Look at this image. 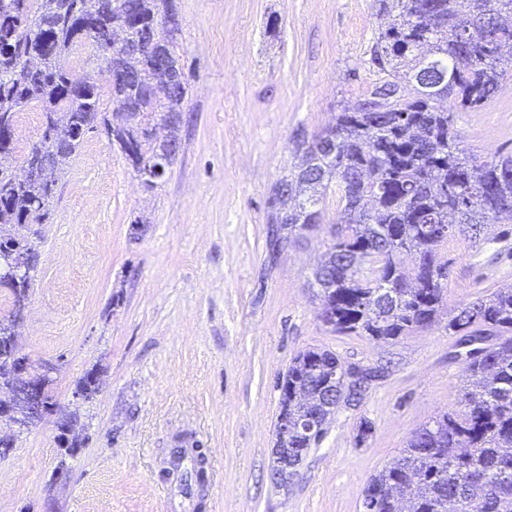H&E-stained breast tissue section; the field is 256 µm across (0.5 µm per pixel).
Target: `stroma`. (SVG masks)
<instances>
[{"label": "stroma", "mask_w": 512, "mask_h": 512, "mask_svg": "<svg viewBox=\"0 0 512 512\" xmlns=\"http://www.w3.org/2000/svg\"><path fill=\"white\" fill-rule=\"evenodd\" d=\"M175 5L188 81L175 163L146 188L104 131L89 132L36 227L40 259L17 346L33 366L56 365L52 395L74 414L83 443L68 451L58 414L18 434L0 457V512H361L368 480L411 432L458 410V338L441 324L390 342L323 324L310 282L338 217L335 196L321 224L291 237L273 261L267 236L295 131L320 132L372 86L382 21L373 0ZM68 65L94 76L111 113L94 43ZM455 129L459 147L483 159L512 154V78L486 107L458 112ZM439 254L447 304L464 306L512 284V223L449 238ZM311 347L387 373L358 406L337 409L280 486L270 477L276 382ZM90 371L96 393L74 399ZM364 420L372 430L361 443ZM181 441L207 453L205 492L192 459L180 479L159 476Z\"/></svg>", "instance_id": "stroma-1"}]
</instances>
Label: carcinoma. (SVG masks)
Returning a JSON list of instances; mask_svg holds the SVG:
<instances>
[{"mask_svg": "<svg viewBox=\"0 0 512 512\" xmlns=\"http://www.w3.org/2000/svg\"><path fill=\"white\" fill-rule=\"evenodd\" d=\"M392 18L370 49L382 74L364 97L346 105L320 133L295 141L298 164L285 175L302 184L303 199L282 214L272 198V223L283 235L310 231L334 188L338 219L325 259L313 272L331 331L396 340L425 329L445 314L448 264L439 247L460 234L475 238L486 224L512 220V154L491 161L458 147L457 109H480L512 72V0H374ZM179 14L174 0H0V253L20 258L17 276L0 263V288L13 298L32 286L39 253L10 227L44 224L64 167L86 133L103 125L136 173L168 170L161 146L143 132L155 119H182L186 84L164 100L152 94L158 64L183 73L175 32L149 27ZM487 18L488 30L463 35L467 22ZM95 43L104 61L136 76L112 86V118L102 115L93 76L68 66L73 48ZM412 86L411 96L403 94ZM43 116L41 149L23 163L28 181L14 178L16 112L28 104ZM410 258L404 264L400 256ZM465 352L467 375L460 409L443 413L411 434L399 456L373 475L363 500L372 512H512V284L494 289L448 319ZM344 366L330 350L299 352L282 376L277 420L301 416L336 390L347 404ZM305 392L304 400L295 398ZM194 462L199 486L207 480L201 445Z\"/></svg>", "mask_w": 512, "mask_h": 512, "instance_id": "1", "label": "carcinoma"}]
</instances>
